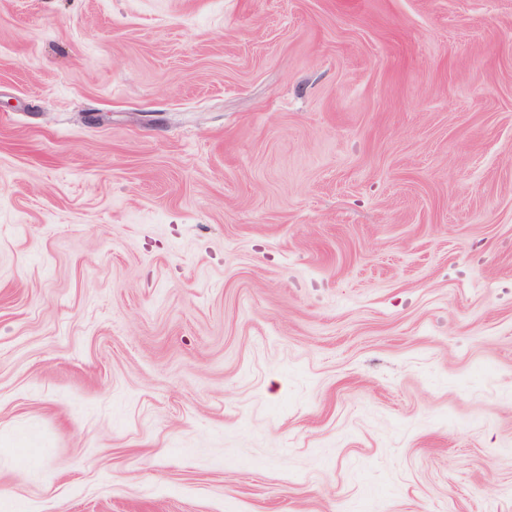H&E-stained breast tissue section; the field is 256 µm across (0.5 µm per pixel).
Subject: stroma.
Instances as JSON below:
<instances>
[{"mask_svg":"<svg viewBox=\"0 0 512 512\" xmlns=\"http://www.w3.org/2000/svg\"><path fill=\"white\" fill-rule=\"evenodd\" d=\"M512 512V0H0V512Z\"/></svg>","mask_w":512,"mask_h":512,"instance_id":"obj_1","label":"stroma"}]
</instances>
